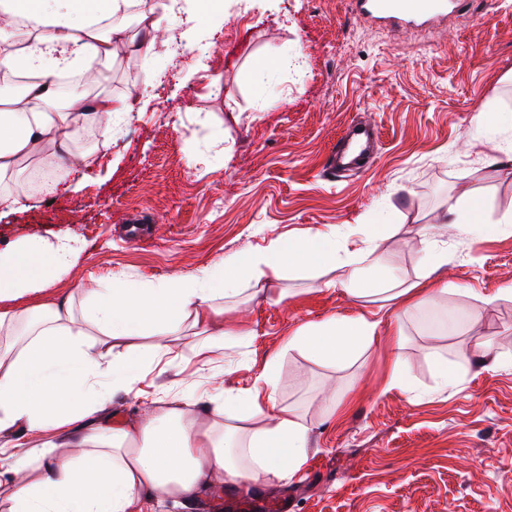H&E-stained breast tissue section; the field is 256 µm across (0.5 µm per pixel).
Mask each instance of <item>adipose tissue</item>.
I'll return each mask as SVG.
<instances>
[{
	"mask_svg": "<svg viewBox=\"0 0 512 512\" xmlns=\"http://www.w3.org/2000/svg\"><path fill=\"white\" fill-rule=\"evenodd\" d=\"M134 6L146 26L128 39L116 20ZM168 9L166 0H0V62L37 77L0 96V185L32 161L80 170L86 160L74 143L87 126L110 141L113 116L131 111L133 99L94 103L82 86L61 99L51 77L113 59L120 46L148 57ZM349 236L331 225L276 240L245 261L230 255L189 276L119 279L56 299L43 293L77 260L75 245L61 238L0 250V512H130L158 495L195 499L217 478H294L307 461L308 428L276 407L278 357L252 389L216 392L203 408L186 395L158 397L148 419L116 423L112 397L137 393L144 370L171 354L164 337H190L202 354L235 336L219 301L242 284L263 285L264 300L278 303L285 272L315 264L339 270L334 285L352 297L392 301L389 334L401 350L402 311L449 291L438 277L448 251L420 233L422 273L406 286L374 256L380 230L356 250L346 247ZM376 328L332 314L297 327L285 347L340 367L364 353Z\"/></svg>",
	"mask_w": 512,
	"mask_h": 512,
	"instance_id": "adipose-tissue-1",
	"label": "adipose tissue"
}]
</instances>
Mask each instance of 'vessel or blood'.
I'll use <instances>...</instances> for the list:
<instances>
[{
  "instance_id": "vessel-or-blood-1",
  "label": "vessel or blood",
  "mask_w": 512,
  "mask_h": 512,
  "mask_svg": "<svg viewBox=\"0 0 512 512\" xmlns=\"http://www.w3.org/2000/svg\"><path fill=\"white\" fill-rule=\"evenodd\" d=\"M354 3L357 20H394L419 25L436 21L448 11L469 8L471 0H354ZM378 139L379 129L375 124L361 121L350 125L341 139L338 169H357L361 156Z\"/></svg>"
}]
</instances>
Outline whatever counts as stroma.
Segmentation results:
<instances>
[{
	"mask_svg": "<svg viewBox=\"0 0 512 512\" xmlns=\"http://www.w3.org/2000/svg\"><path fill=\"white\" fill-rule=\"evenodd\" d=\"M183 12L191 22L180 27L181 58L119 54L103 89L124 96L149 69L167 80L122 116L85 175L27 209L0 206V249L61 231L76 238L80 257L49 289L62 296L93 280L193 274L330 225L380 224L377 254L407 281L420 273L424 229L448 249L441 277L476 294L411 310L396 358L391 310L380 303L317 289L309 271L285 275L278 304L244 286L225 300L224 319L245 336L206 356L178 343L177 359L143 373L141 396L115 395L112 415L139 419L155 394L187 392L214 374L225 390L245 391L276 355V403L309 429L304 470L246 489L218 485L187 505L141 501L138 512H225L230 492L284 501L290 512H512V299L489 307L476 299L512 283V230L499 223L512 211V137L491 131L512 116V0H475L400 31L356 21L348 0H183ZM233 29L236 42L225 44ZM361 119L381 131L377 158L331 173L338 140ZM458 198L480 202L493 231L446 232L439 217ZM135 219L149 235L130 242ZM330 314L378 324L354 365L334 369L285 350L292 330ZM475 335L492 339L491 366L468 365L455 389L440 388L435 360H454ZM396 360L415 391L388 388ZM329 394L336 408L326 417L319 401Z\"/></svg>",
	"mask_w": 512,
	"mask_h": 512,
	"instance_id": "35a3bbf8",
	"label": "stroma"
}]
</instances>
